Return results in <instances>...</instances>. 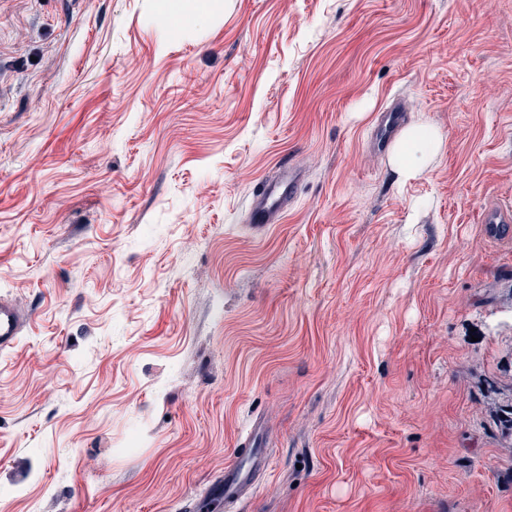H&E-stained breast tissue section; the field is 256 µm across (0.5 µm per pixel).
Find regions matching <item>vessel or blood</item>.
Returning a JSON list of instances; mask_svg holds the SVG:
<instances>
[{
    "instance_id": "obj_1",
    "label": "vessel or blood",
    "mask_w": 512,
    "mask_h": 512,
    "mask_svg": "<svg viewBox=\"0 0 512 512\" xmlns=\"http://www.w3.org/2000/svg\"><path fill=\"white\" fill-rule=\"evenodd\" d=\"M281 176L263 183L254 192L250 203L253 221L259 226L276 223L293 198L299 182L297 171L290 163H283ZM488 233L496 238H506L504 224L512 222V208L499 205L485 208L482 216ZM26 317L9 301L0 299V353L12 350L18 343ZM268 468V459L261 449L255 448L251 439H243L232 459L224 464V481L216 496L223 505L250 496Z\"/></svg>"
}]
</instances>
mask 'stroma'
<instances>
[{
	"label": "stroma",
	"instance_id": "stroma-1",
	"mask_svg": "<svg viewBox=\"0 0 512 512\" xmlns=\"http://www.w3.org/2000/svg\"><path fill=\"white\" fill-rule=\"evenodd\" d=\"M158 4L0 0V512H201L258 419L231 512H512V0ZM199 2L193 0H162L160 5L159 22L166 24L173 18L182 20L189 17L188 3ZM443 137L431 125L421 122L409 127L396 144L391 158L399 181L421 176L443 143ZM280 169H283V172L278 179L263 183L256 192H253L250 213L252 221L258 222L260 227L275 224L286 208L288 200L295 196L299 182L297 171L285 161L280 165ZM512 219L510 206H490L485 208L482 216V224H486L488 233L499 239H508L510 234L509 229L503 231V224H510ZM26 317L12 303L0 299V353L12 350L18 343ZM249 437L241 440L234 456L224 464V482L210 498H218L223 509L250 496L268 468V459ZM244 447V448H239Z\"/></svg>",
	"mask_w": 512,
	"mask_h": 512
}]
</instances>
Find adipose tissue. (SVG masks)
Returning a JSON list of instances; mask_svg holds the SVG:
<instances>
[{
  "mask_svg": "<svg viewBox=\"0 0 512 512\" xmlns=\"http://www.w3.org/2000/svg\"><path fill=\"white\" fill-rule=\"evenodd\" d=\"M442 143L441 134L428 123L409 127L396 144L391 158L399 181L405 182L421 176Z\"/></svg>",
  "mask_w": 512,
  "mask_h": 512,
  "instance_id": "adipose-tissue-1",
  "label": "adipose tissue"
}]
</instances>
